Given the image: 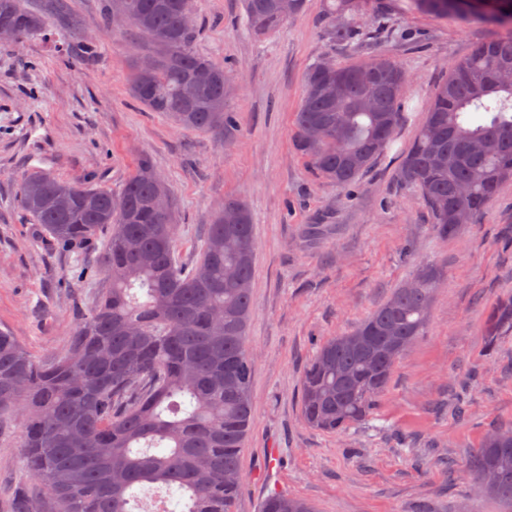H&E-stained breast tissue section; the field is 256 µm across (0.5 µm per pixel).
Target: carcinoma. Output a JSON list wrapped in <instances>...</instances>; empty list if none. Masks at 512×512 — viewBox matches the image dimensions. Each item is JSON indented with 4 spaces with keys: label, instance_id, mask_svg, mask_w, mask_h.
I'll return each instance as SVG.
<instances>
[{
    "label": "carcinoma",
    "instance_id": "cac0c4a2",
    "mask_svg": "<svg viewBox=\"0 0 512 512\" xmlns=\"http://www.w3.org/2000/svg\"><path fill=\"white\" fill-rule=\"evenodd\" d=\"M32 13L21 0H0V29L23 40L52 39L65 26L88 59L98 43L65 0H45ZM187 0H112V12L153 49L154 68L134 65L132 96L178 126L208 132L231 126L224 111V67L193 49L195 27L182 20ZM439 18L490 27L496 34L453 63L434 90L400 178L418 192L435 234L459 235L458 212L483 213L512 179V0H413ZM245 24L265 35L289 20L275 0H244ZM339 18L332 39L358 36L359 0H325ZM192 82L197 94L182 88ZM408 77L394 60L376 56L325 72L312 64L296 112L298 151L324 179L348 186L393 141ZM327 127L318 138L310 129ZM465 186L461 196L456 187ZM167 186L144 159L119 193L80 187L44 171L25 176L18 202L55 244L73 252L103 237L106 286L69 336L58 360H34L0 332V413L22 425L19 447L29 480L39 488L12 512H134L132 490L153 485L181 512H234L244 475L240 451L253 416V362L246 348L252 303L253 218L227 200L207 225L196 262L177 261L174 202L153 207ZM443 269L423 266L351 331L318 348L302 378L304 421L341 432L367 420L387 390L397 360L423 335ZM512 335V296L486 318V336ZM485 478L483 493L512 505V429L494 432L469 461ZM262 512H314L303 499L269 496Z\"/></svg>",
    "mask_w": 512,
    "mask_h": 512
}]
</instances>
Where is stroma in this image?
I'll list each match as a JSON object with an SVG mask.
<instances>
[{
    "label": "stroma",
    "instance_id": "35a3bbf8",
    "mask_svg": "<svg viewBox=\"0 0 512 512\" xmlns=\"http://www.w3.org/2000/svg\"><path fill=\"white\" fill-rule=\"evenodd\" d=\"M100 44L75 62L70 34L0 44V331L33 358L66 355L96 288L73 270L18 203V183L45 171L119 191L148 159L169 187L177 249L196 257L211 213L242 201L253 216L247 344L253 417L234 512H261L273 493L315 512H503L477 494L466 463L486 436L512 427V335L486 355L484 319L512 295V180L457 238L436 236L427 207L399 178L431 93L488 30L417 10L412 0H361L365 34L333 41L324 0L253 36L243 0H196L194 47L223 63L233 86L219 133L177 126L130 93L145 38L103 24L105 0H68ZM383 54L409 82L393 142L349 186L320 177L294 146L308 67ZM444 267L423 336L398 360L372 418L341 434L301 416V377L320 344L350 331L418 266ZM464 398L465 414L456 411ZM20 424L0 420V512L25 485Z\"/></svg>",
    "mask_w": 512,
    "mask_h": 512
}]
</instances>
